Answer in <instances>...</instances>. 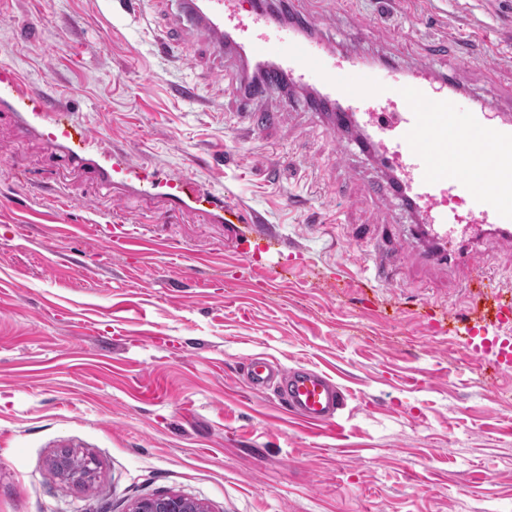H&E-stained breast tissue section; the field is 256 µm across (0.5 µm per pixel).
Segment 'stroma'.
<instances>
[{
    "mask_svg": "<svg viewBox=\"0 0 512 512\" xmlns=\"http://www.w3.org/2000/svg\"><path fill=\"white\" fill-rule=\"evenodd\" d=\"M167 4L0 0V63L131 164L223 193L225 217L102 187L0 112V512H129L166 493L210 512H512V369L469 356L482 337L512 340V323L473 309L462 274L412 246L389 251V284H370L374 245L351 232L413 222L367 193L377 162L301 104L241 135L243 63L161 54L154 34L178 15ZM298 7L371 63L464 56L461 91L512 104V0ZM98 224L127 225L142 251ZM277 263L284 279L262 283ZM252 356L333 375L348 395L341 435L249 392ZM64 449L91 460V481L52 475Z\"/></svg>",
    "mask_w": 512,
    "mask_h": 512,
    "instance_id": "obj_1",
    "label": "stroma"
}]
</instances>
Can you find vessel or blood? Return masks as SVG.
Here are the masks:
<instances>
[{
    "label": "vessel or blood",
    "mask_w": 512,
    "mask_h": 512,
    "mask_svg": "<svg viewBox=\"0 0 512 512\" xmlns=\"http://www.w3.org/2000/svg\"><path fill=\"white\" fill-rule=\"evenodd\" d=\"M180 17L197 25L214 51L266 67L264 82L240 96L243 132L279 122L278 113L253 110L252 97L283 79L313 87L306 108L322 116L332 134L350 139L384 167L385 181L370 184V193L396 201L416 220L407 237L384 225L387 239L399 248L412 237L424 240L427 263L463 266L468 286L485 287L490 270L468 246L512 240L511 112L464 107L452 79L436 75L428 64L404 68L391 61L373 67L356 54L336 52L313 36L315 23L308 17L286 24L278 0H180ZM0 111L12 114L22 135L38 137L73 164L90 167L101 183L159 194L172 207L224 218L223 194L204 190L189 177L133 166L122 151L101 149L78 111L52 102L10 64L0 65ZM461 128L469 138L458 146L450 134ZM246 380L253 393L276 388L284 414L313 432L337 431L346 397L327 373L252 358Z\"/></svg>",
    "instance_id": "obj_1"
}]
</instances>
